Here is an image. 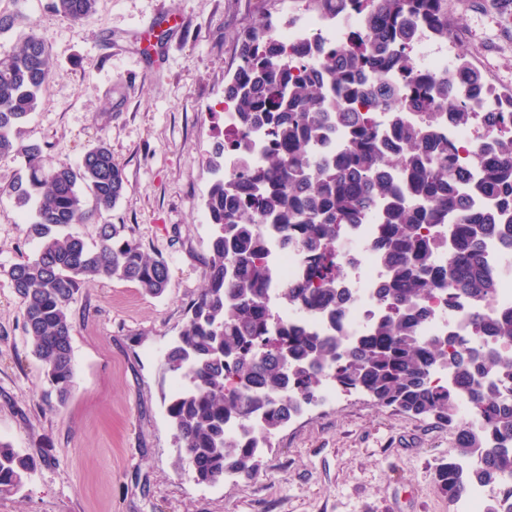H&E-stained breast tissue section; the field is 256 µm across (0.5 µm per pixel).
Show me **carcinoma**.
Listing matches in <instances>:
<instances>
[{
  "label": "carcinoma",
  "mask_w": 512,
  "mask_h": 512,
  "mask_svg": "<svg viewBox=\"0 0 512 512\" xmlns=\"http://www.w3.org/2000/svg\"><path fill=\"white\" fill-rule=\"evenodd\" d=\"M96 2L50 0V7L81 27ZM313 2L332 20L363 15L364 31L329 50L316 41L290 49L273 37L276 24L263 18L237 40L239 64L225 87L236 130L207 158L214 175L205 198L212 229L207 284L164 358L177 380L167 415L180 467L199 484L218 483L226 471L252 475L260 448L316 400L327 380L378 406L455 426L452 448L434 470L439 490L454 503L480 483L496 489L485 512H512V348L480 343L487 336L512 344V311L487 309L497 281L485 254L492 237L512 252V93L487 86L462 49L448 80L417 67L415 26L448 37V0ZM290 54L300 60L294 71ZM53 67L47 40L34 31L0 54V157L21 164L0 195L13 199L36 240L33 256L0 266V276L19 300L32 353L63 404L75 379L70 307L81 284L117 278L161 295L169 267L149 256L124 224L99 225L92 245L60 232L112 210L126 180L102 140L73 166L45 160L42 145L23 137ZM493 96L497 133L471 150L476 178L461 185L458 150L441 126L468 122ZM378 107L392 113L387 132L374 117ZM406 112L422 121L408 123ZM258 128L268 130L272 146L264 163L254 165ZM338 129L344 145L321 150ZM229 148L239 158L232 177L224 174ZM371 210L387 270L377 293L383 312L346 341L336 333L346 304L336 242L345 225L361 223ZM261 224L297 249L306 266L305 276L279 290V303L325 317L330 331L273 314ZM434 224L447 225L448 236ZM447 249L448 264H438L437 254ZM439 292L468 303L477 337L422 335L427 302ZM445 367L446 386L435 377ZM462 404L469 418L459 422ZM231 420L242 436L224 435ZM33 471L27 455L0 440V495L20 491Z\"/></svg>",
  "instance_id": "1"
}]
</instances>
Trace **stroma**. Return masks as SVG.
I'll use <instances>...</instances> for the list:
<instances>
[{"instance_id": "obj_1", "label": "stroma", "mask_w": 512, "mask_h": 512, "mask_svg": "<svg viewBox=\"0 0 512 512\" xmlns=\"http://www.w3.org/2000/svg\"><path fill=\"white\" fill-rule=\"evenodd\" d=\"M299 0H97L74 27L48 0H0L44 36L54 69L26 131L47 159L78 164L97 140L124 169L123 198L71 233L94 242L123 224L170 281L160 296L95 278L71 306L76 377L58 404L31 353L23 312L0 277V439L36 468L0 512H453L433 481L448 425L375 406L360 393L301 415L260 451L250 478L195 483L177 465L164 356L205 284L212 181L207 154L224 138V88L239 34L281 23ZM448 19L486 82L512 90V0L449 4ZM35 243L0 196V264Z\"/></svg>"}]
</instances>
